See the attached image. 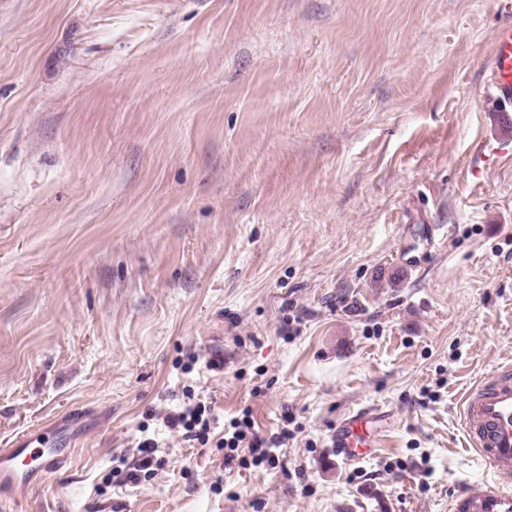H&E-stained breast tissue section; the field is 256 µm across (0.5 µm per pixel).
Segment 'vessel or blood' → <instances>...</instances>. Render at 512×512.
<instances>
[{"mask_svg": "<svg viewBox=\"0 0 512 512\" xmlns=\"http://www.w3.org/2000/svg\"><path fill=\"white\" fill-rule=\"evenodd\" d=\"M489 90L502 117L512 116V21L495 30L489 57ZM381 410L347 413L333 432L340 458L359 462L371 456ZM461 428L488 477L469 483L450 500L448 512H512V359L478 379L461 402ZM76 425L50 422L14 437L0 448V494L36 487L68 464L54 440H79Z\"/></svg>", "mask_w": 512, "mask_h": 512, "instance_id": "obj_1", "label": "vessel or blood"}]
</instances>
